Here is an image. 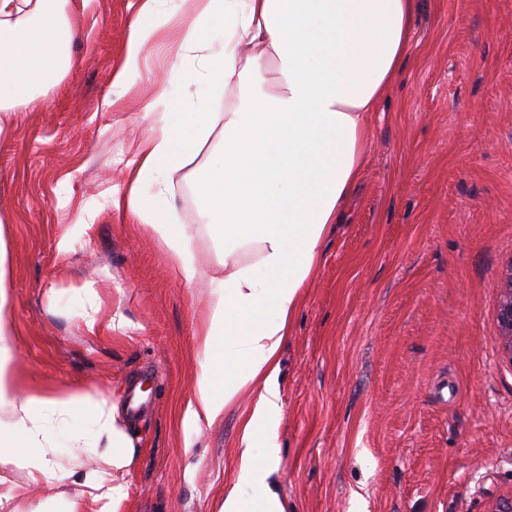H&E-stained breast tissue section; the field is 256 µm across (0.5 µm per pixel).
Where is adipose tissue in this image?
Here are the masks:
<instances>
[{
	"instance_id": "adipose-tissue-1",
	"label": "adipose tissue",
	"mask_w": 512,
	"mask_h": 512,
	"mask_svg": "<svg viewBox=\"0 0 512 512\" xmlns=\"http://www.w3.org/2000/svg\"><path fill=\"white\" fill-rule=\"evenodd\" d=\"M67 2L0 0V134L66 72L73 35ZM160 2L140 0L114 83L139 77L145 48L176 19L174 68L188 71L206 93L224 91L234 100L220 112L148 101V133L135 148L123 192L106 197L105 205L153 227L176 275L192 278L190 238L166 195L173 175L194 167L200 218L226 250L184 420L213 421L242 389L264 381L242 424L239 475L240 482L261 485L274 442L260 428L283 414L273 384L279 352L320 262V244L360 180L368 115L399 78L416 0H190L177 18ZM203 151L206 162L195 166ZM149 180L156 192L146 189ZM241 251L252 262L239 263ZM11 287L0 239V407L14 417L7 441L26 448L41 423L75 430L82 401L21 390L7 340ZM218 335L223 345L215 344ZM93 423L96 436L108 441L104 463L127 466V435L109 400L95 404Z\"/></svg>"
}]
</instances>
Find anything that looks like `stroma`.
Listing matches in <instances>:
<instances>
[{
    "label": "stroma",
    "mask_w": 512,
    "mask_h": 512,
    "mask_svg": "<svg viewBox=\"0 0 512 512\" xmlns=\"http://www.w3.org/2000/svg\"><path fill=\"white\" fill-rule=\"evenodd\" d=\"M71 65L0 137V237L13 279L21 388L120 404L143 369L151 407L123 419L128 465L73 456L45 431L62 473L33 480L0 447V512H100L85 484L122 486L117 512H221L239 486L241 424L260 386L212 423L182 415L200 370L199 333L224 275V246L202 224L191 177L168 198L197 275L175 277L145 224L104 211L148 131L145 103L187 99L163 41L141 76L113 85L137 0H69ZM401 75L370 116L367 158L344 224L280 352L283 418L268 483L285 512H487L512 491V364L501 352L500 289L512 263V0H418ZM99 215L73 234L84 212ZM70 235L67 252L57 245ZM95 319L87 328V319Z\"/></svg>",
    "instance_id": "35a3bbf8"
}]
</instances>
